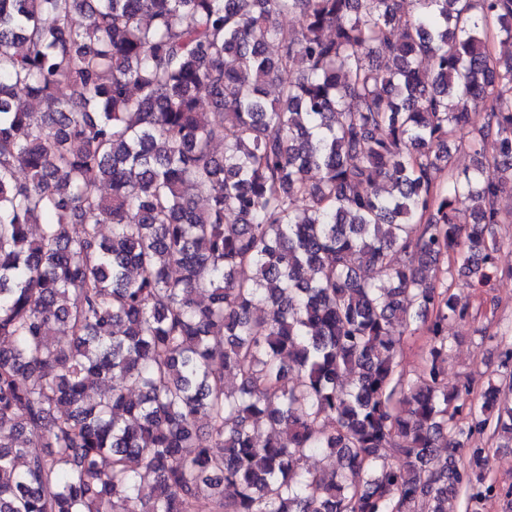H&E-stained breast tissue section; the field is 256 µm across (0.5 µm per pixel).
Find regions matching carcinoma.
Listing matches in <instances>:
<instances>
[{
  "mask_svg": "<svg viewBox=\"0 0 512 512\" xmlns=\"http://www.w3.org/2000/svg\"><path fill=\"white\" fill-rule=\"evenodd\" d=\"M493 33L512 0H0V512H485L456 453L512 450V384L445 365L512 188ZM403 339V367L407 376L414 378L423 367V357L428 349V341L426 336L410 335L408 332Z\"/></svg>",
  "mask_w": 512,
  "mask_h": 512,
  "instance_id": "carcinoma-1",
  "label": "carcinoma"
}]
</instances>
